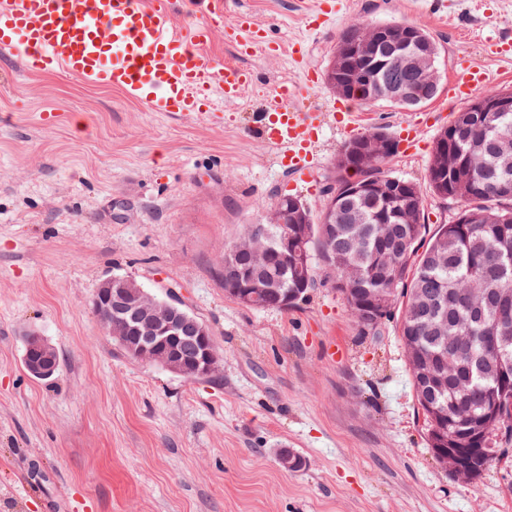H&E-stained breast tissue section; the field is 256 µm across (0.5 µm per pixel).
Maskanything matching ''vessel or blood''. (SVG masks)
Wrapping results in <instances>:
<instances>
[{
	"mask_svg": "<svg viewBox=\"0 0 512 512\" xmlns=\"http://www.w3.org/2000/svg\"><path fill=\"white\" fill-rule=\"evenodd\" d=\"M175 16L176 0H0V50L31 75L63 72L154 112L213 116L220 110L215 90L237 100L252 72L222 67L208 55L209 21L180 29ZM235 32L244 49L260 46L262 29L249 17L238 18ZM484 79L480 66L459 63L456 96L469 97ZM293 96L288 85L277 86L256 123L278 148L279 164L304 179L315 165L311 145L322 126L317 115L292 106Z\"/></svg>",
	"mask_w": 512,
	"mask_h": 512,
	"instance_id": "obj_1",
	"label": "vessel or blood"
}]
</instances>
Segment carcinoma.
Segmentation results:
<instances>
[{"label":"carcinoma","instance_id":"obj_1","mask_svg":"<svg viewBox=\"0 0 512 512\" xmlns=\"http://www.w3.org/2000/svg\"><path fill=\"white\" fill-rule=\"evenodd\" d=\"M369 27L364 22L350 24L341 34L336 53L363 35ZM390 40L379 42L373 59L338 72L336 80L348 86L358 85L363 96L361 105L376 99L388 79L384 62L388 60ZM448 149L434 142L427 169L431 191L469 210L472 219L442 225L426 237L425 207L422 190L404 188L411 180L387 169L389 157L370 161L361 170L369 183L396 180L400 193L397 206L387 205L376 197L336 196V223H315L313 236L305 244L309 259L292 265L273 256L264 270L269 282L265 301H279L285 290L302 289L307 294L315 287V263L321 262L335 282H341L343 267L353 265L363 270V277L350 285L347 295L362 299V305L350 308L351 314L367 334L377 335L394 311L401 313L400 336L406 356L415 349L441 363L468 354L466 349L450 350L441 335L439 319L433 313L420 314L431 291L443 289L448 294L460 292L479 281L493 293H512V273L500 268L501 251L512 248V144L493 147L494 130L512 128V112H458ZM254 243L249 236L224 247V292L238 298L237 271L244 266ZM386 302L384 316L377 323L368 322L376 296ZM203 321L188 314L183 323L179 354L194 359L198 350V328ZM474 350L481 357L470 375L456 389L437 396L436 406L419 402L425 425L448 430V437L467 441L469 448H491L498 455L512 449V423L485 435L486 423L481 414L495 403L504 406L512 417V373L506 372L503 388L489 394L492 373L500 367V349L477 342Z\"/></svg>","mask_w":512,"mask_h":512}]
</instances>
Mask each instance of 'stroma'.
<instances>
[{"label": "stroma", "instance_id": "stroma-1", "mask_svg": "<svg viewBox=\"0 0 512 512\" xmlns=\"http://www.w3.org/2000/svg\"><path fill=\"white\" fill-rule=\"evenodd\" d=\"M210 55L257 72L256 85L216 121L153 112L122 92L64 73H25L0 51V512H512V452L471 486L434 459L417 413L397 321L364 334L333 278L288 310L249 309L224 291L225 245L263 224L278 196L312 214L324 205L349 137L326 82L308 85L286 49L300 42L325 74L348 23L407 22L440 44L439 96L405 110L356 105L359 131L391 138L395 174L425 184L432 146L464 101L458 61L512 89V0H335L311 30L318 0H223ZM250 13L283 54L238 57L229 26ZM324 128L304 180L285 171L254 115L283 83ZM57 115L41 123V112ZM123 276L157 296L174 292L208 327L219 375L190 381L127 356L92 308L101 281ZM53 345L49 380L23 367L25 338ZM303 460L284 470L281 449Z\"/></svg>", "mask_w": 512, "mask_h": 512}]
</instances>
